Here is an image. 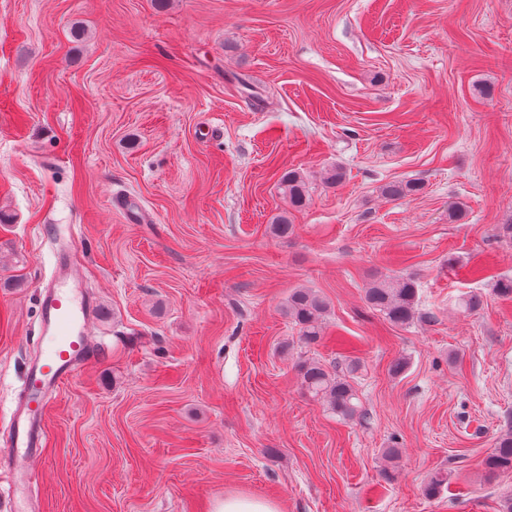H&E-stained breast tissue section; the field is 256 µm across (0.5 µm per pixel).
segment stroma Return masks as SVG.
I'll return each instance as SVG.
<instances>
[{"label": "stroma", "instance_id": "35a3bbf8", "mask_svg": "<svg viewBox=\"0 0 512 512\" xmlns=\"http://www.w3.org/2000/svg\"><path fill=\"white\" fill-rule=\"evenodd\" d=\"M394 180L422 189L390 201ZM0 212V445L69 249L104 349L48 402L25 512H211L234 492L499 512L512 492L484 465L512 422V300L492 290L512 277V0H0ZM381 275L413 278L436 322L369 309ZM296 288L329 304L312 356L359 360L363 417L303 390ZM283 193L291 208L298 209L306 206L310 200L309 185L306 178L298 171L288 170L281 177Z\"/></svg>", "mask_w": 512, "mask_h": 512}]
</instances>
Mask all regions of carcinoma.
Segmentation results:
<instances>
[{
  "instance_id": "1",
  "label": "carcinoma",
  "mask_w": 512,
  "mask_h": 512,
  "mask_svg": "<svg viewBox=\"0 0 512 512\" xmlns=\"http://www.w3.org/2000/svg\"><path fill=\"white\" fill-rule=\"evenodd\" d=\"M283 193L291 208L306 206L310 200L309 185L298 171L290 170L281 177ZM420 191L415 181H391L381 188L388 200L409 198ZM418 288L408 279L377 277L365 288V300L369 308L379 312L391 325L407 327L417 320L433 322L436 316L423 315L417 307ZM328 303L309 288H296L286 304L288 318L298 327L299 341L308 348L318 344L323 332ZM302 387L315 400L321 402L341 420L350 421L361 413V403L352 384L359 361L349 359L344 370L328 367L315 358L299 362ZM485 467L491 475L512 472V428L502 432L495 440L494 448L485 459Z\"/></svg>"
}]
</instances>
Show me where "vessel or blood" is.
I'll return each mask as SVG.
<instances>
[{"instance_id": "b4317fda", "label": "vessel or blood", "mask_w": 512, "mask_h": 512, "mask_svg": "<svg viewBox=\"0 0 512 512\" xmlns=\"http://www.w3.org/2000/svg\"><path fill=\"white\" fill-rule=\"evenodd\" d=\"M97 313L96 306L88 303L81 291L78 266L67 264L41 302L43 339L50 346L49 355L29 365L26 395L11 414L9 441L0 451V463L9 468L13 485L28 487L36 480V471L28 467L27 461L46 438L44 417L49 395L99 354L89 340Z\"/></svg>"}]
</instances>
